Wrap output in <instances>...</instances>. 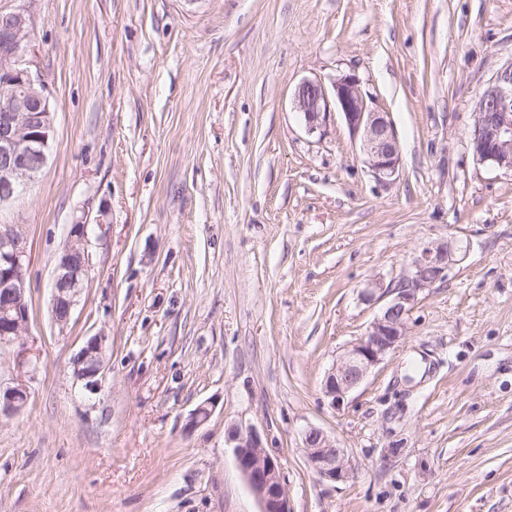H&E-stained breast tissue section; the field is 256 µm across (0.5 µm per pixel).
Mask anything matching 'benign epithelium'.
I'll return each mask as SVG.
<instances>
[{"mask_svg":"<svg viewBox=\"0 0 512 512\" xmlns=\"http://www.w3.org/2000/svg\"><path fill=\"white\" fill-rule=\"evenodd\" d=\"M29 16L23 10L0 13V207L12 202L19 189L32 181L46 164L53 130V113L42 84L26 67L31 52ZM294 105L308 131L325 123L330 102L342 114L352 138L359 143L373 178L381 185L393 184L399 176L401 156L394 126L387 113L371 108L354 74L342 75L325 88L317 80L301 82L294 92ZM470 146L483 163L512 171V62L500 68L479 94L474 105ZM87 225L74 224L66 246L58 256L52 282L51 314L65 331L77 297L88 277L90 258L86 250ZM467 247L455 239L423 244L407 270L394 284H369L367 301L383 289L392 295L368 325L364 336L351 343L328 370L324 395L334 409L358 388L368 375L385 362L407 336V318L424 290L445 279L448 271L466 256ZM27 245L10 224L0 226V300L15 314L0 321V336L7 347L24 348L28 329L25 299ZM105 336H94L73 361V374L85 387L98 385L104 369ZM27 395L22 383L0 384V415L16 413L20 397ZM233 448L236 467L255 495L259 512H291L285 477L279 459L269 453L260 434L252 428L234 426L224 435ZM303 444L309 463L321 480L344 482L352 474L346 450L317 427L304 431Z\"/></svg>","mask_w":512,"mask_h":512,"instance_id":"7a95c632","label":"benign epithelium"}]
</instances>
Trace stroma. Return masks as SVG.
Returning a JSON list of instances; mask_svg holds the SVG:
<instances>
[{
	"mask_svg": "<svg viewBox=\"0 0 512 512\" xmlns=\"http://www.w3.org/2000/svg\"><path fill=\"white\" fill-rule=\"evenodd\" d=\"M27 10L48 160L0 224L27 240L33 361L0 348V512H259L224 432L261 433L292 512H512V172L476 160L473 105L512 63V0H0ZM353 74L388 113L397 180L306 79ZM91 270L66 331L50 284L70 225ZM466 260L401 347L334 409L326 371L422 244ZM100 385L73 375L94 336ZM209 419L187 429L190 413ZM345 448L320 480L302 433ZM26 387L23 383L3 386L0 384V415H10L16 413L21 408V402L25 404L24 398L20 402L21 395H27Z\"/></svg>",
	"mask_w": 512,
	"mask_h": 512,
	"instance_id": "stroma-1",
	"label": "stroma"
}]
</instances>
